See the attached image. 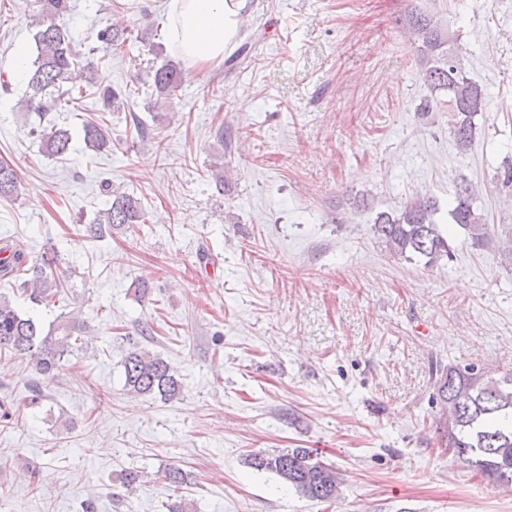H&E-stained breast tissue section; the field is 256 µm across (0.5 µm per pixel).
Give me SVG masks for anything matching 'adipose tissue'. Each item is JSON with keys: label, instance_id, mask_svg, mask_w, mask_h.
I'll return each instance as SVG.
<instances>
[{"label": "adipose tissue", "instance_id": "ef3b65f1", "mask_svg": "<svg viewBox=\"0 0 512 512\" xmlns=\"http://www.w3.org/2000/svg\"><path fill=\"white\" fill-rule=\"evenodd\" d=\"M246 0H167L169 41L189 68L213 69L237 40Z\"/></svg>", "mask_w": 512, "mask_h": 512}]
</instances>
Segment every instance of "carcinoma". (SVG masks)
Segmentation results:
<instances>
[{
	"instance_id": "cac0c4a2",
	"label": "carcinoma",
	"mask_w": 512,
	"mask_h": 512,
	"mask_svg": "<svg viewBox=\"0 0 512 512\" xmlns=\"http://www.w3.org/2000/svg\"><path fill=\"white\" fill-rule=\"evenodd\" d=\"M38 30L34 35L37 56L27 72L28 92L23 107L39 119L31 133L40 140L41 148L51 157L65 155L70 148V132L56 126L48 115L55 111L61 86L72 74L85 73L84 81L94 89L102 111L110 112L123 104L122 94L112 85L99 81L98 72L107 66L106 58L82 60L69 30L60 20L71 11L70 0H36ZM413 37L422 79L430 91V99L420 107L428 112L438 105H448L456 146L467 149L475 134V118L486 111L483 88L467 77L463 65L448 57L450 36L439 22L424 12L412 11L403 20ZM129 38V29L111 22L97 33L98 41L119 47ZM183 71L180 65L168 61L152 68L151 108L169 100L181 87ZM86 147L101 152L112 149V137L103 121H86L82 125ZM21 183L16 170L0 162V201L16 199ZM110 192L112 202L101 210L85 227L91 238H102L114 228L145 223V210L140 199L126 193ZM439 203L433 197L406 202L392 212H379L373 219L372 230L393 255L412 260L425 259V265L435 266L452 257L453 248L435 220ZM450 223L470 234L474 244L483 242L487 223L474 206L471 188L456 191L448 204ZM58 258L46 254L31 259L18 247L0 258V276L17 280L15 287L34 306L51 302L64 287ZM85 327L73 317L49 330L14 301L0 293V351L24 356L31 362L35 374L50 382L61 368L64 357L71 354L73 342ZM125 388L136 395L173 401L182 394L180 375L159 355L133 345L124 358ZM432 399L442 405L443 414L437 424L441 445L452 450L459 461L476 471L489 483L512 487V373L489 378L473 366L461 368L435 364ZM244 464L275 474L303 497L319 502L336 500L338 483L333 465L318 457L312 448H285L245 456ZM163 478L173 491L188 483V474L177 466L163 471Z\"/></svg>"
}]
</instances>
